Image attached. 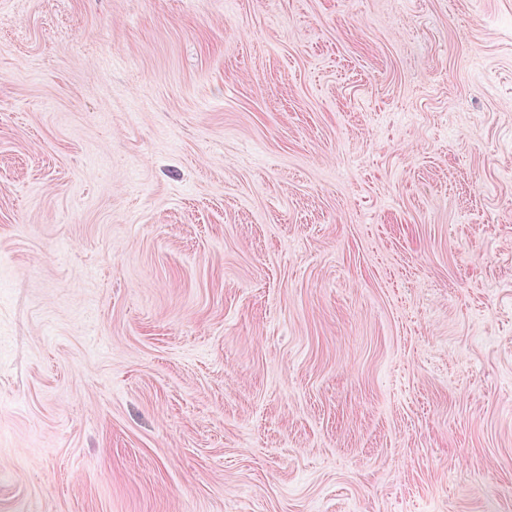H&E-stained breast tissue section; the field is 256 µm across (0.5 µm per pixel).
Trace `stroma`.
<instances>
[{
	"label": "stroma",
	"mask_w": 512,
	"mask_h": 512,
	"mask_svg": "<svg viewBox=\"0 0 512 512\" xmlns=\"http://www.w3.org/2000/svg\"><path fill=\"white\" fill-rule=\"evenodd\" d=\"M0 512H512V0H0Z\"/></svg>",
	"instance_id": "35a3bbf8"
}]
</instances>
